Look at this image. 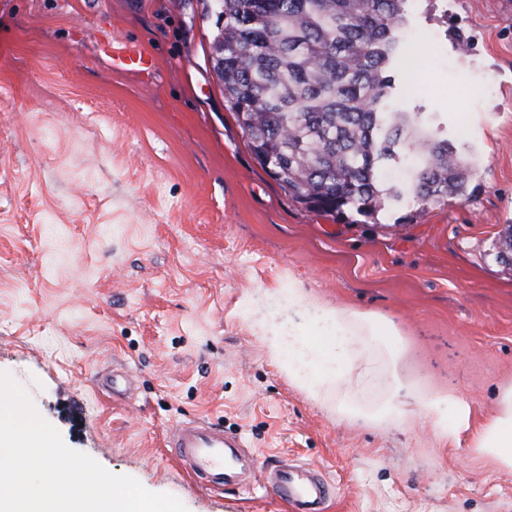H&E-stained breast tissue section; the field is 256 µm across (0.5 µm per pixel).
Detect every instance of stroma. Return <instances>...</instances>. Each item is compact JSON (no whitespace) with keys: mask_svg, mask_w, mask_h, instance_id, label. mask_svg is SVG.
<instances>
[{"mask_svg":"<svg viewBox=\"0 0 512 512\" xmlns=\"http://www.w3.org/2000/svg\"><path fill=\"white\" fill-rule=\"evenodd\" d=\"M417 102L475 165L469 200L377 221L306 208L252 155L213 69L203 0H0V371L71 449L187 512H286L258 485L200 486L166 446L202 417L263 463L334 485L329 512H512V470L471 435L439 442L418 407L353 425L400 373L449 388L473 428L512 382V0H411ZM151 74L114 69L103 29ZM373 310L406 352L311 400L270 358L259 319L302 325L289 289ZM114 373L131 387H109Z\"/></svg>","mask_w":512,"mask_h":512,"instance_id":"35a3bbf8","label":"stroma"}]
</instances>
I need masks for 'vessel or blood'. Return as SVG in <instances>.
<instances>
[{
  "label": "vessel or blood",
  "mask_w": 512,
  "mask_h": 512,
  "mask_svg": "<svg viewBox=\"0 0 512 512\" xmlns=\"http://www.w3.org/2000/svg\"><path fill=\"white\" fill-rule=\"evenodd\" d=\"M114 68L142 74L154 63L136 44H104ZM167 443L196 482L213 489L262 483L290 512H326L334 487L316 469L286 461L261 465L255 451L237 434L225 432L207 420L189 418L173 426Z\"/></svg>",
  "instance_id": "obj_1"
}]
</instances>
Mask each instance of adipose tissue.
I'll use <instances>...</instances> for the list:
<instances>
[{
  "mask_svg": "<svg viewBox=\"0 0 512 512\" xmlns=\"http://www.w3.org/2000/svg\"><path fill=\"white\" fill-rule=\"evenodd\" d=\"M289 303L303 306L307 322L300 333L282 336L274 324L265 327V341L274 357L282 361L289 379L320 399L326 386L348 381L354 364L369 359L373 350L400 329L390 317L376 312L328 308L297 291H289ZM391 396L380 411L383 419L397 420L406 401H416L441 442L456 441L472 433L473 446L502 467L512 468V384L501 386L498 410L479 430L471 428V407L453 390H436L415 396L400 376L389 383Z\"/></svg>",
  "mask_w": 512,
  "mask_h": 512,
  "instance_id": "adipose-tissue-1",
  "label": "adipose tissue"
}]
</instances>
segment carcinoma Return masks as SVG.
<instances>
[{
  "label": "carcinoma",
  "instance_id": "obj_1",
  "mask_svg": "<svg viewBox=\"0 0 512 512\" xmlns=\"http://www.w3.org/2000/svg\"><path fill=\"white\" fill-rule=\"evenodd\" d=\"M211 42L224 100L280 186L340 214L377 220L389 206L464 201L474 170L410 105L417 81L404 29L408 0H218ZM417 159L411 178L383 171Z\"/></svg>",
  "mask_w": 512,
  "mask_h": 512
}]
</instances>
